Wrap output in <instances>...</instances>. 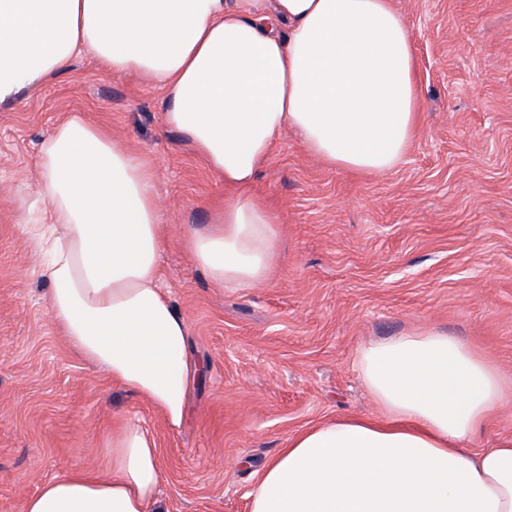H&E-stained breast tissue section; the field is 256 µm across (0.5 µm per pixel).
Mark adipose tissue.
<instances>
[{
	"label": "adipose tissue",
	"instance_id": "1",
	"mask_svg": "<svg viewBox=\"0 0 512 512\" xmlns=\"http://www.w3.org/2000/svg\"><path fill=\"white\" fill-rule=\"evenodd\" d=\"M79 54L164 92L165 123L228 190L215 224L185 228L218 285L268 282L279 218L254 192L287 130L327 166L383 173L421 124L410 30L392 0H0V106L64 73ZM33 226L48 310L75 353L179 429L201 380L189 325L163 287L165 218L151 164L74 113L43 138ZM381 417H339L289 437L264 465L251 512H512V435L474 449L512 381L435 329L360 348ZM157 440L125 424L103 472L44 482L25 512H151Z\"/></svg>",
	"mask_w": 512,
	"mask_h": 512
}]
</instances>
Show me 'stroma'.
<instances>
[{
	"mask_svg": "<svg viewBox=\"0 0 512 512\" xmlns=\"http://www.w3.org/2000/svg\"><path fill=\"white\" fill-rule=\"evenodd\" d=\"M414 41L421 131L387 173L332 169L285 134L255 190L279 216L268 284L229 290L182 233L224 206V180L164 123L150 79L91 56L0 108V512L43 482L106 470L126 419L154 433L160 512H249L261 464L292 434L379 416L357 367L363 345L434 327L512 374V0H395ZM80 112L152 160L168 226L164 287L185 314L205 380L179 430L84 362L56 330L20 200L33 211L37 152Z\"/></svg>",
	"mask_w": 512,
	"mask_h": 512,
	"instance_id": "stroma-1",
	"label": "stroma"
}]
</instances>
